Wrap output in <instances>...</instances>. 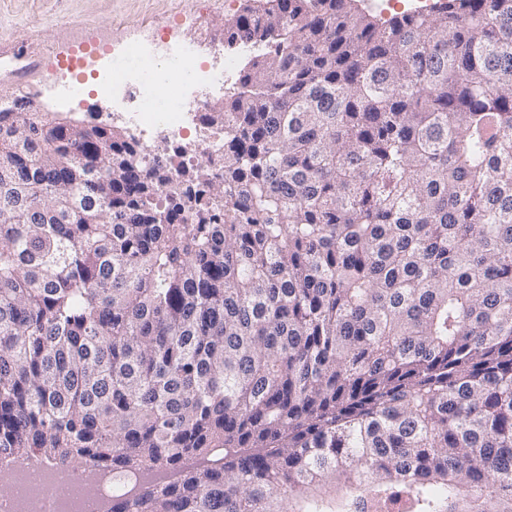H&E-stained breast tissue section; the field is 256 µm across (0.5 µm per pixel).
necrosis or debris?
<instances>
[{
  "label": "necrosis or debris",
  "instance_id": "obj_1",
  "mask_svg": "<svg viewBox=\"0 0 512 512\" xmlns=\"http://www.w3.org/2000/svg\"><path fill=\"white\" fill-rule=\"evenodd\" d=\"M167 25L153 30L133 32L127 49L144 60L164 53L170 69L163 87L147 84L137 74L103 68L101 89L118 101L132 102L127 135L136 144L146 166L160 163L155 143H164L174 160L188 161L210 172L224 168V132L206 125L203 113L186 114L199 85H223L227 72L238 61L228 57L220 70L202 71L196 63L191 44H167ZM127 476L104 473L86 465L73 468L66 464H40L28 468L0 469V483L12 486L5 498L7 512H103L112 500V491L125 485Z\"/></svg>",
  "mask_w": 512,
  "mask_h": 512
}]
</instances>
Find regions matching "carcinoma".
Instances as JSON below:
<instances>
[{
	"instance_id": "obj_1",
	"label": "carcinoma",
	"mask_w": 512,
	"mask_h": 512,
	"mask_svg": "<svg viewBox=\"0 0 512 512\" xmlns=\"http://www.w3.org/2000/svg\"><path fill=\"white\" fill-rule=\"evenodd\" d=\"M179 181L0 108V461L110 512H512V0H262ZM431 3L432 0H366L364 5L374 14L381 11L383 16L389 17L393 13L418 9ZM131 476L103 473L93 465L71 468L67 464L0 469L1 482L12 486L0 499L1 512H102L112 502V489L125 485Z\"/></svg>"
}]
</instances>
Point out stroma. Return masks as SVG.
Here are the masks:
<instances>
[{
	"mask_svg": "<svg viewBox=\"0 0 512 512\" xmlns=\"http://www.w3.org/2000/svg\"><path fill=\"white\" fill-rule=\"evenodd\" d=\"M244 5L245 0H0V41L20 44L37 38L50 47L84 36L101 23L111 26L117 41L131 28H149L169 19L173 37L194 42L208 68L220 58L240 56V47L225 45L223 28ZM19 98L32 101L37 111L67 114L88 124L96 113L117 109L94 86L85 87L81 100L69 103L50 99L36 83L21 92L0 85V100Z\"/></svg>",
	"mask_w": 512,
	"mask_h": 512,
	"instance_id": "1",
	"label": "stroma"
}]
</instances>
